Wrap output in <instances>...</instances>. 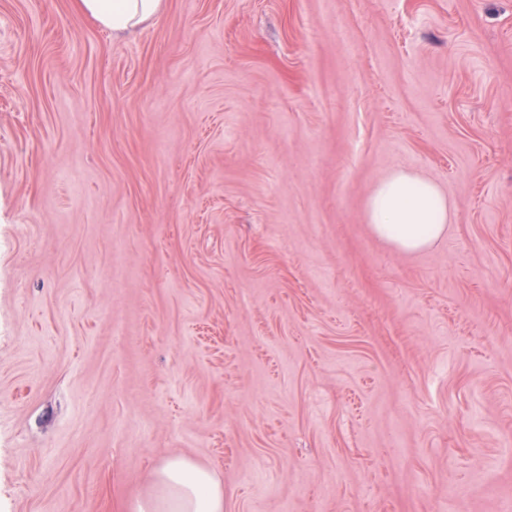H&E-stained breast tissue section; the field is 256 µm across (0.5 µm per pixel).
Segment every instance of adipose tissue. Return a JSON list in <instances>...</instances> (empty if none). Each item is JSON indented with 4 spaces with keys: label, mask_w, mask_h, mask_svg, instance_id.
I'll return each instance as SVG.
<instances>
[{
    "label": "adipose tissue",
    "mask_w": 512,
    "mask_h": 512,
    "mask_svg": "<svg viewBox=\"0 0 512 512\" xmlns=\"http://www.w3.org/2000/svg\"><path fill=\"white\" fill-rule=\"evenodd\" d=\"M80 11L116 34L155 21L165 0H75ZM373 232L405 253L432 248L445 236L452 205L431 179L397 171L378 183L367 203ZM132 512H224V486L215 473L189 459L164 460L151 493Z\"/></svg>",
    "instance_id": "obj_1"
}]
</instances>
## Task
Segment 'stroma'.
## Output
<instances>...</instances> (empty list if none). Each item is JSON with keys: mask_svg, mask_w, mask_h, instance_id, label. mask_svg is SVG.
Wrapping results in <instances>:
<instances>
[{"mask_svg": "<svg viewBox=\"0 0 512 512\" xmlns=\"http://www.w3.org/2000/svg\"><path fill=\"white\" fill-rule=\"evenodd\" d=\"M509 444L512 0H0V512H512ZM80 11L112 33H131L155 21L166 0H74ZM373 232L405 253L432 248L445 236L452 205L431 179L396 171L378 183L367 203ZM152 489L132 505L133 512H224V485L186 458L164 460L153 474Z\"/></svg>", "mask_w": 512, "mask_h": 512, "instance_id": "obj_1", "label": "stroma"}]
</instances>
